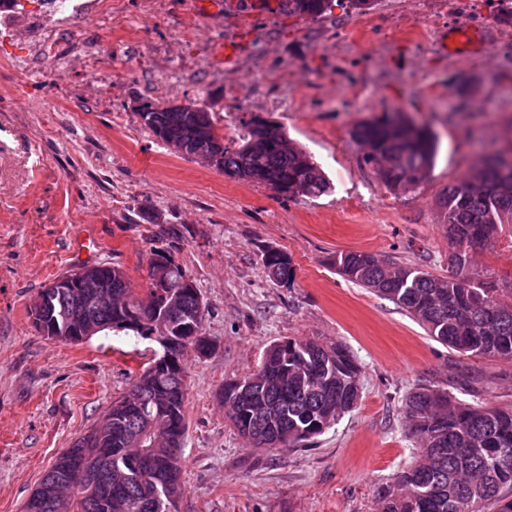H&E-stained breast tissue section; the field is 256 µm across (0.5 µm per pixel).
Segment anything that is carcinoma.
I'll use <instances>...</instances> for the list:
<instances>
[{"instance_id": "cac0c4a2", "label": "carcinoma", "mask_w": 512, "mask_h": 512, "mask_svg": "<svg viewBox=\"0 0 512 512\" xmlns=\"http://www.w3.org/2000/svg\"><path fill=\"white\" fill-rule=\"evenodd\" d=\"M281 2L282 12L311 20L331 8V0ZM491 2L497 23L512 26V0ZM140 118L161 142L181 145L188 156H215L224 175L268 186L282 198L318 197L329 189L318 164L272 121L251 119L226 142L205 108L183 112L146 102ZM355 135L367 147L365 163L392 190L415 189L437 154L434 133L399 111L361 123ZM440 208L448 224L450 274L434 276L359 251L340 253L331 264L345 280L402 307L441 344L465 356L512 361V300L504 299L512 297V278L501 288L470 271L472 250L512 228V149L486 157L449 185ZM151 255L143 289L151 299L140 297L143 290L120 267L99 264L94 273L100 286L127 296L126 306L102 307L75 285L49 283L41 288L49 296L43 322L142 338L160 323L176 338L194 337L207 355L213 348L203 333L207 308L194 278L169 251L155 247ZM262 259L270 279L291 283L285 253L268 246ZM360 374L356 356L340 342L280 340L255 370L224 384L226 418L257 448L270 436L294 447L354 407ZM186 394L184 365L159 370L148 362L104 421L56 459L25 512H165L154 508L155 501L175 500L182 489ZM405 418L419 448L379 494V512H512V406L460 403L424 385L407 397ZM161 420L171 429L169 447L152 458L140 456L137 439Z\"/></svg>"}]
</instances>
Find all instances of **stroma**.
<instances>
[{
    "label": "stroma",
    "instance_id": "35a3bbf8",
    "mask_svg": "<svg viewBox=\"0 0 512 512\" xmlns=\"http://www.w3.org/2000/svg\"><path fill=\"white\" fill-rule=\"evenodd\" d=\"M451 53L460 27L442 0L334 4L323 20L232 15L224 0H90L59 20L50 0L0 13V512L24 506L56 458L96 426L160 346L38 333L31 301L52 279L115 265L147 281L151 247L195 278L214 343L188 355L184 486L175 512H378L379 490L411 459L405 400L421 384L466 403L512 406V362L462 357L393 302L344 280L330 260L365 251L448 273L439 201L512 128V40ZM429 25H421L420 17ZM237 48L225 69L223 47ZM472 83L458 95L455 83ZM207 106L216 128L281 125L331 182L286 199L170 150L139 117L143 102ZM399 109L439 137L413 191L388 188L363 161V121ZM293 279L271 281L264 247ZM475 276L512 275V236L478 251ZM342 342L360 366L357 404L311 446L251 447L224 416L225 382L288 338ZM262 259L268 277L282 286H288L293 278L290 259L280 250L273 247L263 249Z\"/></svg>",
    "mask_w": 512,
    "mask_h": 512
}]
</instances>
